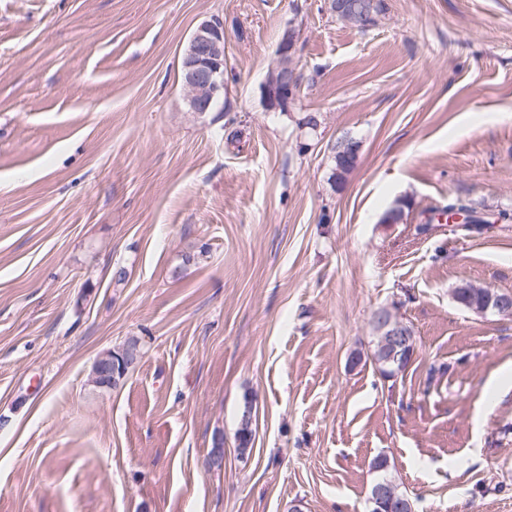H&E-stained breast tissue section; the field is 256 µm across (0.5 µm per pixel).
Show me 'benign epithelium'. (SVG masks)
I'll list each match as a JSON object with an SVG mask.
<instances>
[{"instance_id": "7a95c632", "label": "benign epithelium", "mask_w": 512, "mask_h": 512, "mask_svg": "<svg viewBox=\"0 0 512 512\" xmlns=\"http://www.w3.org/2000/svg\"><path fill=\"white\" fill-rule=\"evenodd\" d=\"M325 6L333 13H350L365 22L372 12L368 0H325ZM297 40L295 28L286 25L278 44L277 61L264 85L265 102L271 111L286 107L297 92L293 67ZM182 71L189 111L207 112L214 102L224 97V22L220 18L213 17L196 27L182 55ZM480 312L512 316V294L488 290ZM371 326L380 340L382 362L404 363L413 341L409 324L392 310L381 308L373 315ZM99 359L98 378L106 384L128 373L136 362L129 354L122 366L117 367L112 364L110 351L101 354ZM367 504L368 512H414L412 501L398 498L387 483L371 486Z\"/></svg>"}]
</instances>
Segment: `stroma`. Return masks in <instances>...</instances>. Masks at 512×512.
<instances>
[{"label": "stroma", "mask_w": 512, "mask_h": 512, "mask_svg": "<svg viewBox=\"0 0 512 512\" xmlns=\"http://www.w3.org/2000/svg\"><path fill=\"white\" fill-rule=\"evenodd\" d=\"M385 5L362 32L324 0H0V512H365L381 454L417 512H512V388L484 401L512 317L453 299L512 292V0ZM214 16L224 101L193 112ZM289 23L302 83L270 111ZM456 198L491 227L416 235ZM384 306L417 336L394 382ZM181 75L190 111L208 112L224 97V22L219 17L203 21L192 33ZM130 349H138L141 353L140 342L137 338H129L122 347L117 350L107 351L99 356L101 360L98 369L97 377L105 384L112 382L117 377L124 376L127 374L132 367L135 365L136 359L132 354H128L122 362L121 368L118 370L117 365L112 366V359H118L121 355L126 353ZM142 354V353H141Z\"/></svg>", "instance_id": "stroma-1"}]
</instances>
